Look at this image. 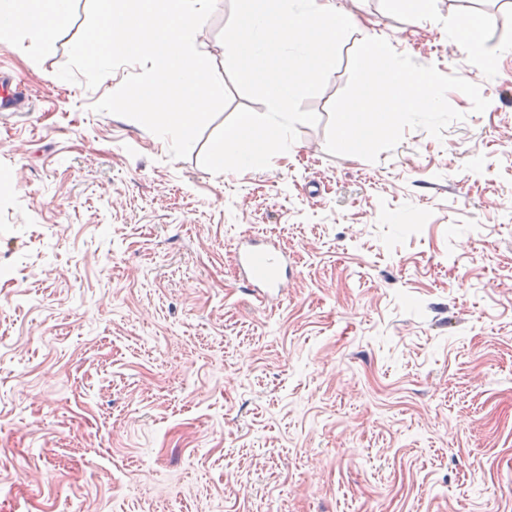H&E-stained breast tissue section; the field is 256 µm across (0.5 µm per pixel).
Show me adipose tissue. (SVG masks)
Returning <instances> with one entry per match:
<instances>
[{
    "label": "adipose tissue",
    "mask_w": 512,
    "mask_h": 512,
    "mask_svg": "<svg viewBox=\"0 0 512 512\" xmlns=\"http://www.w3.org/2000/svg\"><path fill=\"white\" fill-rule=\"evenodd\" d=\"M70 0H0V33L23 30L34 41L47 42L63 27Z\"/></svg>",
    "instance_id": "ef3b65f1"
}]
</instances>
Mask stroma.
<instances>
[{"label":"stroma","mask_w":512,"mask_h":512,"mask_svg":"<svg viewBox=\"0 0 512 512\" xmlns=\"http://www.w3.org/2000/svg\"><path fill=\"white\" fill-rule=\"evenodd\" d=\"M356 13L292 152L215 174L95 112L50 44L0 39L23 111L0 114V512H512V0H334ZM217 0L195 36L225 73ZM483 84L442 138L369 162L326 150L362 39ZM288 254L281 296L234 249Z\"/></svg>","instance_id":"35a3bbf8"}]
</instances>
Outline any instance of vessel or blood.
<instances>
[{"label":"vessel or blood","mask_w":512,"mask_h":512,"mask_svg":"<svg viewBox=\"0 0 512 512\" xmlns=\"http://www.w3.org/2000/svg\"><path fill=\"white\" fill-rule=\"evenodd\" d=\"M25 99L22 86L12 77L0 78V112L18 111ZM236 261L245 287L260 295L279 292L282 275L288 268V256L276 243L265 240L238 243Z\"/></svg>","instance_id":"b4317fda"}]
</instances>
